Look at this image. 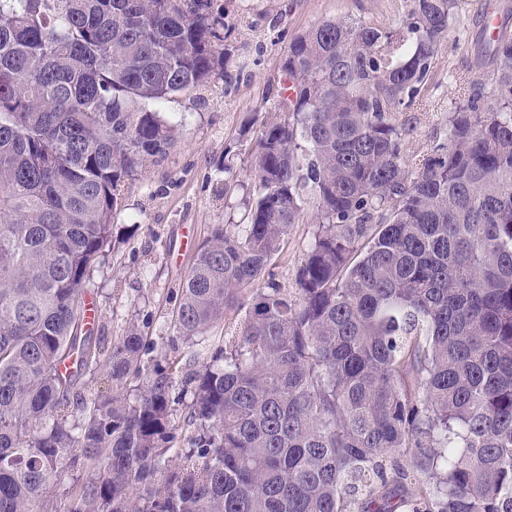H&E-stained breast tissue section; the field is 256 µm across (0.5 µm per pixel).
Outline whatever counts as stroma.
<instances>
[{
  "label": "stroma",
  "instance_id": "obj_1",
  "mask_svg": "<svg viewBox=\"0 0 512 512\" xmlns=\"http://www.w3.org/2000/svg\"><path fill=\"white\" fill-rule=\"evenodd\" d=\"M499 6L498 20L512 36V0H459L448 41L436 60L429 87L415 114L405 155L415 161L448 137V106L459 95L452 76L470 68L477 52L479 19L488 2ZM229 26L228 82L212 83L207 105L182 96L163 106L183 116L177 143L167 157L147 164L127 181L115 229L137 230L119 252L93 273L89 300L99 316L106 342L122 336L132 321L150 320L156 357L198 368L222 342L223 328L189 347L171 339L169 319L192 257L213 225L227 223L242 207V191L224 192V174L216 168L232 149L241 181H250L251 147L242 137L246 120L273 117L282 85V54L289 41L315 22L353 16L367 23L394 26L407 15L411 0H217ZM313 225H294L273 271L293 285L310 243Z\"/></svg>",
  "mask_w": 512,
  "mask_h": 512
}]
</instances>
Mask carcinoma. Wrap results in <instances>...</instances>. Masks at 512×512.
<instances>
[{"mask_svg":"<svg viewBox=\"0 0 512 512\" xmlns=\"http://www.w3.org/2000/svg\"><path fill=\"white\" fill-rule=\"evenodd\" d=\"M456 7L288 43L253 185L224 164L239 223L198 246L170 329L194 342L241 288L244 317L183 372L147 320L105 346L87 295L125 181L176 142L157 106L227 77L224 10L0 0V512H512V38L483 34L489 78L454 75L447 141L404 154ZM314 224H295L286 239L273 271L276 279L291 287L305 250L312 240Z\"/></svg>","mask_w":512,"mask_h":512,"instance_id":"1","label":"carcinoma"}]
</instances>
